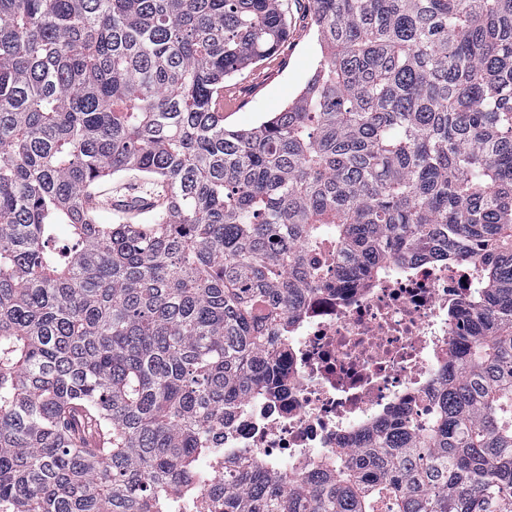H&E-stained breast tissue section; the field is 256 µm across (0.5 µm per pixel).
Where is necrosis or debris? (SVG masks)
I'll return each instance as SVG.
<instances>
[{
	"instance_id": "4bbe7bcc",
	"label": "necrosis or debris",
	"mask_w": 512,
	"mask_h": 512,
	"mask_svg": "<svg viewBox=\"0 0 512 512\" xmlns=\"http://www.w3.org/2000/svg\"><path fill=\"white\" fill-rule=\"evenodd\" d=\"M474 278L468 263L418 261L313 294L290 329L278 383L225 424L226 452L207 459L195 512L223 489L224 459L240 449L297 476L387 415L431 412Z\"/></svg>"
}]
</instances>
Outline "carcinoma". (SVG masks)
<instances>
[{
  "instance_id": "carcinoma-1",
  "label": "carcinoma",
  "mask_w": 512,
  "mask_h": 512,
  "mask_svg": "<svg viewBox=\"0 0 512 512\" xmlns=\"http://www.w3.org/2000/svg\"><path fill=\"white\" fill-rule=\"evenodd\" d=\"M314 22L299 96L231 130L224 82L288 38V0H0V512H177L330 284L326 242L338 287L476 265L433 413L297 479L244 450L211 512H512V0ZM128 171L150 189L95 200Z\"/></svg>"
}]
</instances>
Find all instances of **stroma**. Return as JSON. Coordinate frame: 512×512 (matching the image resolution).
Instances as JSON below:
<instances>
[{
	"label": "stroma",
	"mask_w": 512,
	"mask_h": 512,
	"mask_svg": "<svg viewBox=\"0 0 512 512\" xmlns=\"http://www.w3.org/2000/svg\"><path fill=\"white\" fill-rule=\"evenodd\" d=\"M288 38L269 58L228 78L226 128L250 129L282 111L300 93L322 57L314 0H289Z\"/></svg>",
	"instance_id": "35a3bbf8"
}]
</instances>
